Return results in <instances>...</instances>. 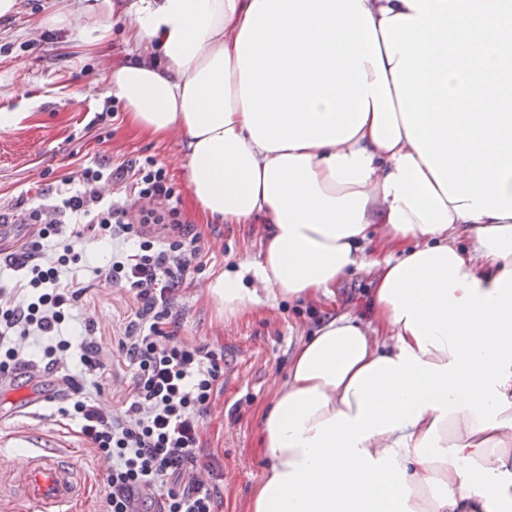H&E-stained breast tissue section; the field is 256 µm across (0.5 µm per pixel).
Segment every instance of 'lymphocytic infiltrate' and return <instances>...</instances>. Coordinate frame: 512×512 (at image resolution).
Segmentation results:
<instances>
[{"label":"lymphocytic infiltrate","mask_w":512,"mask_h":512,"mask_svg":"<svg viewBox=\"0 0 512 512\" xmlns=\"http://www.w3.org/2000/svg\"><path fill=\"white\" fill-rule=\"evenodd\" d=\"M51 203L0 212L1 224L29 231L5 257L14 284H0V378L36 369L32 348L49 366L79 348L87 370L100 369L94 323L68 335L89 287L75 271L84 241L112 248L106 273L133 302L118 347L134 367L119 412H105L73 375L63 416L110 460L100 512H216L197 448L201 419L224 380V357L178 337L180 301L204 267L203 239L178 206L176 190L153 157L61 178Z\"/></svg>","instance_id":"1"}]
</instances>
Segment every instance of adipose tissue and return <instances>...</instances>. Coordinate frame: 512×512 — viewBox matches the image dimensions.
<instances>
[{
	"label": "adipose tissue",
	"instance_id": "obj_1",
	"mask_svg": "<svg viewBox=\"0 0 512 512\" xmlns=\"http://www.w3.org/2000/svg\"><path fill=\"white\" fill-rule=\"evenodd\" d=\"M139 56L106 94L180 132L214 224H259L258 287L330 310L260 414L251 512H501L512 502V0H91ZM371 244L363 255V244ZM370 279L361 271L347 276L336 288L337 294L352 309H358L368 298Z\"/></svg>",
	"mask_w": 512,
	"mask_h": 512
}]
</instances>
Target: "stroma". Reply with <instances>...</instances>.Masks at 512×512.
I'll list each match as a JSON object with an SVG mask.
<instances>
[{"instance_id": "35a3bbf8", "label": "stroma", "mask_w": 512, "mask_h": 512, "mask_svg": "<svg viewBox=\"0 0 512 512\" xmlns=\"http://www.w3.org/2000/svg\"><path fill=\"white\" fill-rule=\"evenodd\" d=\"M83 7L84 0H41L36 9L20 0L12 16L0 18V111L19 115L11 129L0 130V206L32 202L83 166L118 165L146 156L163 165L180 193L185 217L208 249L204 270L183 293L178 337L224 354L229 364L226 381L203 420L197 455L217 473V512H249L264 471V458L255 446L258 413L286 378L293 348L318 327L325 310L280 299L234 319L218 313L208 287L222 272L258 262L260 227L201 222L190 204L179 136L162 141L136 137L121 111L111 121L98 122L109 66L128 56L131 47L120 15L111 20L112 39L104 49L86 44ZM60 10L70 13L72 25H44V17ZM82 302L97 323L98 357L104 364L95 376L102 389L100 404L115 410L133 374L131 365L115 359L131 303L102 276L93 279ZM59 407L56 401L46 403L36 417L0 423V469L30 448L72 449L75 464L90 480L73 512H97L108 473L100 469L101 457L77 423L64 419Z\"/></svg>"}]
</instances>
